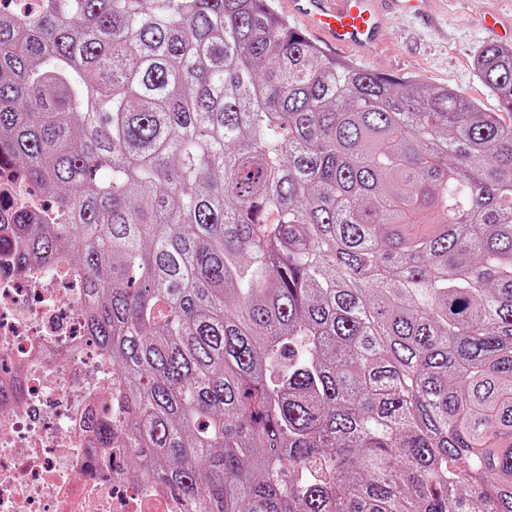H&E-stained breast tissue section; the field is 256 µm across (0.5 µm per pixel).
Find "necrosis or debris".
Listing matches in <instances>:
<instances>
[{"instance_id":"obj_1","label":"necrosis or debris","mask_w":512,"mask_h":512,"mask_svg":"<svg viewBox=\"0 0 512 512\" xmlns=\"http://www.w3.org/2000/svg\"><path fill=\"white\" fill-rule=\"evenodd\" d=\"M41 195L10 164L0 165V222L42 212ZM79 282L44 263L24 278L0 277V512H178L157 485L113 468L94 445L86 417L103 413L96 395L112 368L91 345L80 315Z\"/></svg>"}]
</instances>
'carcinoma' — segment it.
<instances>
[{"label": "carcinoma", "instance_id": "obj_1", "mask_svg": "<svg viewBox=\"0 0 512 512\" xmlns=\"http://www.w3.org/2000/svg\"><path fill=\"white\" fill-rule=\"evenodd\" d=\"M0 3V157L55 197L112 362L92 421L184 512H512V48L458 90L269 0Z\"/></svg>", "mask_w": 512, "mask_h": 512}]
</instances>
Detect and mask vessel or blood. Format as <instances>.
<instances>
[{"instance_id": "obj_1", "label": "vessel or blood", "mask_w": 512, "mask_h": 512, "mask_svg": "<svg viewBox=\"0 0 512 512\" xmlns=\"http://www.w3.org/2000/svg\"><path fill=\"white\" fill-rule=\"evenodd\" d=\"M421 0H283L303 33L347 56L376 58L387 41L385 18L417 12Z\"/></svg>"}]
</instances>
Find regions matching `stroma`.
Listing matches in <instances>:
<instances>
[{
    "label": "stroma",
    "instance_id": "35a3bbf8",
    "mask_svg": "<svg viewBox=\"0 0 512 512\" xmlns=\"http://www.w3.org/2000/svg\"><path fill=\"white\" fill-rule=\"evenodd\" d=\"M447 7L425 0L424 13L389 19L391 37L379 61L366 62L369 70L385 67L396 78L460 89L487 112L500 109L498 99L479 80L474 59L494 37L478 25L480 13L493 0H447Z\"/></svg>",
    "mask_w": 512,
    "mask_h": 512
}]
</instances>
